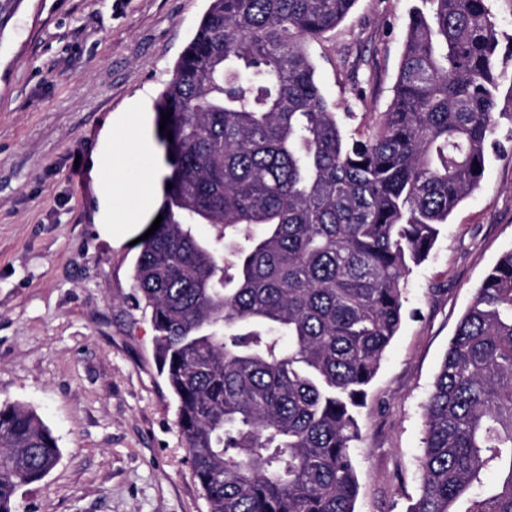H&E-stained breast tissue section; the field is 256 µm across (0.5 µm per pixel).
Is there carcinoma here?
<instances>
[{"label": "carcinoma", "mask_w": 512, "mask_h": 512, "mask_svg": "<svg viewBox=\"0 0 512 512\" xmlns=\"http://www.w3.org/2000/svg\"><path fill=\"white\" fill-rule=\"evenodd\" d=\"M355 2L210 0L156 101L172 188L132 287L208 512H355L356 414L405 279L501 148L490 0H418L388 110L347 133L311 47ZM425 427L409 512H512V250L459 321ZM60 458L35 410L0 404V512Z\"/></svg>", "instance_id": "1"}]
</instances>
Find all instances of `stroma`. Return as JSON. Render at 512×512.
Masks as SVG:
<instances>
[{"mask_svg":"<svg viewBox=\"0 0 512 512\" xmlns=\"http://www.w3.org/2000/svg\"><path fill=\"white\" fill-rule=\"evenodd\" d=\"M417 0H357L314 45L326 97L354 132L393 97ZM209 0H22L0 34V403L34 408L61 449L19 512H207L176 400L158 372L131 273L156 219L104 235V129L143 116L151 145L131 181L170 173L154 102ZM512 133L501 120L499 134ZM512 250V142L409 273L403 319L358 415L355 512H407L420 487L424 408L477 288Z\"/></svg>","mask_w":512,"mask_h":512,"instance_id":"1","label":"stroma"}]
</instances>
